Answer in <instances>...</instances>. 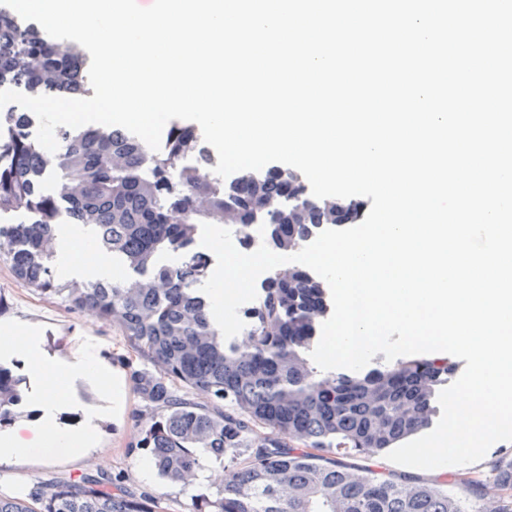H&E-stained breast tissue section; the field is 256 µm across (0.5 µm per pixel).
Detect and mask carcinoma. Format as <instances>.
I'll return each mask as SVG.
<instances>
[{
	"label": "carcinoma",
	"instance_id": "1",
	"mask_svg": "<svg viewBox=\"0 0 512 512\" xmlns=\"http://www.w3.org/2000/svg\"><path fill=\"white\" fill-rule=\"evenodd\" d=\"M37 95L90 93L83 55L0 11V87ZM31 111L0 112V259L14 276L75 310L118 325L149 361L130 380L142 403L136 447L160 476L188 484L208 470L223 478L191 499L189 512H469L463 496L414 476L380 478L328 457L381 454L432 422L436 392L455 375L451 358L417 354L363 377L323 375L310 352L326 314L324 287L309 269L277 271L250 312L247 342L224 344L195 288L212 259L197 245L203 223L265 226L268 245L293 252L336 223V199L305 193L288 173L209 174V151L188 126L148 151L125 129L61 127L51 153L31 134ZM192 155L195 163L183 164ZM53 180L47 192L45 180ZM93 230L102 250L134 275L120 282L59 280L52 230ZM173 252L176 264L157 255ZM20 379L0 363V427L21 402ZM0 512H168L105 473L40 481L28 499L0 496Z\"/></svg>",
	"mask_w": 512,
	"mask_h": 512
}]
</instances>
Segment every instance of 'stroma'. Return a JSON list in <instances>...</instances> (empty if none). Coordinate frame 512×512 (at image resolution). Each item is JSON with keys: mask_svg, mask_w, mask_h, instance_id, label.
<instances>
[{"mask_svg": "<svg viewBox=\"0 0 512 512\" xmlns=\"http://www.w3.org/2000/svg\"><path fill=\"white\" fill-rule=\"evenodd\" d=\"M0 322L25 325L41 336L42 348L52 358L70 361L80 357L85 347H93L105 367L129 380L131 367L143 366V359H130L123 336L111 322L86 312L69 309L55 297L33 291L17 280L9 265L0 261ZM138 399L133 388L125 390V407L121 417L105 416L100 424L105 450L95 458H74L61 448H37L10 462H0V494L25 497L37 481L54 477H76L84 473L107 471L137 495L157 496L166 500L169 512H187L192 495L208 489V482L184 486L145 476L142 464L151 460L149 450L137 447L139 427L134 413ZM512 459V442L495 443L484 458L474 464L450 466L442 470H421L390 462L385 455H344L349 464L366 467L380 476L411 475L421 480L458 490L466 482H480L488 496H499L494 481L497 462Z\"/></svg>", "mask_w": 512, "mask_h": 512, "instance_id": "35a3bbf8", "label": "stroma"}]
</instances>
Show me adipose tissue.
Returning a JSON list of instances; mask_svg holds the SVG:
<instances>
[{
  "label": "adipose tissue",
  "instance_id": "ef3b65f1",
  "mask_svg": "<svg viewBox=\"0 0 512 512\" xmlns=\"http://www.w3.org/2000/svg\"><path fill=\"white\" fill-rule=\"evenodd\" d=\"M54 245L62 273L79 269L100 280L111 279L112 269L106 258L96 245L83 240L79 225L58 229ZM0 353L27 362L35 379L55 383L53 390L40 389L30 396L31 407L39 413L36 428L44 447L63 448L75 457L100 449L97 421L103 413L102 407L87 408L85 422L75 432L61 428L56 420L59 413L76 406L77 385H100L108 380L106 368L93 350L84 351L72 362L59 363L42 354L37 338L23 326L10 325L0 326Z\"/></svg>",
  "mask_w": 512,
  "mask_h": 512
}]
</instances>
